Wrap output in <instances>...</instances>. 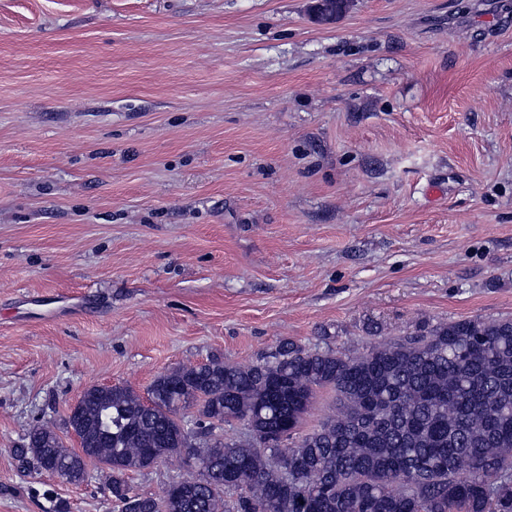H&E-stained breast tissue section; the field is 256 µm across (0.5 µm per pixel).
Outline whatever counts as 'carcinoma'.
<instances>
[{"mask_svg":"<svg viewBox=\"0 0 512 512\" xmlns=\"http://www.w3.org/2000/svg\"><path fill=\"white\" fill-rule=\"evenodd\" d=\"M335 411L301 430L316 391ZM99 437L67 447L49 427L11 449L19 473L87 461L109 470L116 512H512V319L423 321L362 352L280 343L250 365L215 358L80 400ZM196 409L197 428L178 413ZM246 423V438L197 442L203 423ZM198 472L156 498L127 473L173 455ZM235 495L233 503L224 494Z\"/></svg>","mask_w":512,"mask_h":512,"instance_id":"cac0c4a2","label":"carcinoma"}]
</instances>
